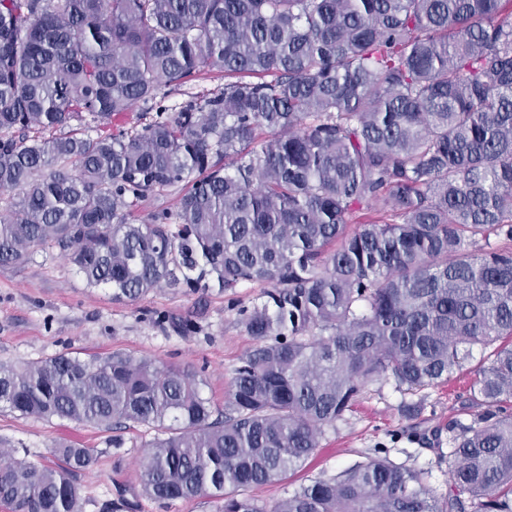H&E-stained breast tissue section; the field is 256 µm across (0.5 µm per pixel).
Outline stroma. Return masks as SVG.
I'll return each instance as SVG.
<instances>
[{"label":"stroma","mask_w":512,"mask_h":512,"mask_svg":"<svg viewBox=\"0 0 512 512\" xmlns=\"http://www.w3.org/2000/svg\"><path fill=\"white\" fill-rule=\"evenodd\" d=\"M191 319L185 336L169 331L166 316ZM252 340L223 294L158 288L133 301H113L110 290L86 287L72 265L56 251L35 250L17 267L0 268V363L35 361L59 352L105 354L121 351L135 358L202 372L204 395L223 405L232 371ZM463 380L419 392L421 413L406 418L405 396L393 380L370 383L351 411L327 426L318 453L280 480L251 494L259 503L287 498L300 485L329 478L386 447L398 463L426 471L436 495L448 491V460L438 443L401 438L407 427L433 433L452 418L469 420L460 396ZM154 430L134 424L105 431L91 425L22 418L0 407V440L32 461L47 456L54 441L71 440L94 449L97 465L79 473L85 512H112L118 495L138 501V512H217L215 499L200 497L161 505L141 495L140 465Z\"/></svg>","instance_id":"1"}]
</instances>
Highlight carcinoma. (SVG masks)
<instances>
[{
	"mask_svg": "<svg viewBox=\"0 0 512 512\" xmlns=\"http://www.w3.org/2000/svg\"><path fill=\"white\" fill-rule=\"evenodd\" d=\"M224 75L173 113L164 86ZM138 105L139 129L112 132ZM89 121L92 132L72 128ZM52 132L32 136L33 128ZM181 188L148 220L138 204ZM0 266L57 250L112 300L228 294L253 340L224 408L121 352L0 364L22 418L156 428L141 491L219 512H512V0H0ZM265 285L242 305L237 289ZM469 370L448 493L386 448L267 507L366 384ZM0 448V505L84 512L71 441Z\"/></svg>",
	"mask_w": 512,
	"mask_h": 512,
	"instance_id": "obj_1",
	"label": "carcinoma"
}]
</instances>
